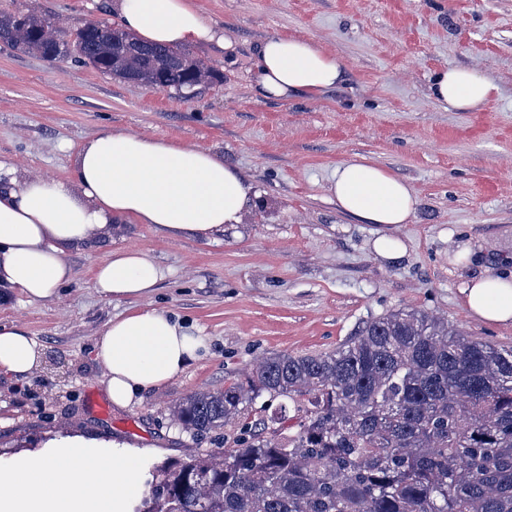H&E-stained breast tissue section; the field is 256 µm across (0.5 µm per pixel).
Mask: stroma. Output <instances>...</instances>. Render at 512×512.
Listing matches in <instances>:
<instances>
[{"label": "stroma", "instance_id": "35a3bbf8", "mask_svg": "<svg viewBox=\"0 0 512 512\" xmlns=\"http://www.w3.org/2000/svg\"><path fill=\"white\" fill-rule=\"evenodd\" d=\"M235 43L192 57L221 80L187 98L0 44V160L31 174L70 178L82 145L125 130L222 154L253 184L245 223L222 237L168 236L126 224L69 249L73 279L56 299H0V324L42 343L40 373L0 377V459L59 435L109 440L136 453L141 481L153 466L220 448L172 418L188 394L242 379L264 357L333 350L364 322L413 308L499 347L512 324L471 316L462 288L491 270L512 274V0H193ZM74 27L112 19L108 0H0ZM303 37L341 58L345 79L308 98L267 100L252 86L255 45ZM474 69L496 91L474 112L434 100L431 77ZM363 158L408 182L418 198L409 224L379 229L337 209L328 193L338 164ZM401 240L398 260L378 256V232ZM136 246L165 276L147 300L107 299L95 264ZM170 312L209 352L126 408L110 405L95 334L143 304Z\"/></svg>", "mask_w": 512, "mask_h": 512}]
</instances>
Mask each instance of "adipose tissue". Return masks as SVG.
Returning <instances> with one entry per match:
<instances>
[{"mask_svg": "<svg viewBox=\"0 0 512 512\" xmlns=\"http://www.w3.org/2000/svg\"><path fill=\"white\" fill-rule=\"evenodd\" d=\"M111 10L145 43L234 49L190 0H112ZM254 57L252 84L265 99L314 97L343 80L341 60L302 39L267 37ZM429 90L435 100L467 112L482 106L495 87L480 72L445 68L433 75ZM329 193L340 211L367 224L411 223L418 204L407 182L364 159L337 165ZM255 196L252 183L223 155L127 131L90 139L68 181L0 161V288L31 302L53 300L72 279L68 247L110 235L129 221L208 238L244 223ZM163 277L152 258L128 247L96 264L92 286L109 299L144 298ZM461 293L475 318L512 323V277L488 272ZM206 349L203 337L148 305L112 319L94 339L104 391L119 408L171 382ZM43 357L42 344L25 329L0 325V376H31ZM139 492L135 454L109 452L80 437L0 465V512H128Z\"/></svg>", "mask_w": 512, "mask_h": 512, "instance_id": "ef3b65f1", "label": "adipose tissue"}]
</instances>
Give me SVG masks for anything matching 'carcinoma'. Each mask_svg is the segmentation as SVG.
<instances>
[{"label": "carcinoma", "mask_w": 512, "mask_h": 512, "mask_svg": "<svg viewBox=\"0 0 512 512\" xmlns=\"http://www.w3.org/2000/svg\"><path fill=\"white\" fill-rule=\"evenodd\" d=\"M49 23L0 16V42L123 80L135 69L147 86L217 76L113 25L54 43ZM259 398L270 415L230 445L155 467L134 512H512V348L394 309L333 351L272 353L229 387L187 395L173 417L209 435Z\"/></svg>", "instance_id": "obj_1"}]
</instances>
